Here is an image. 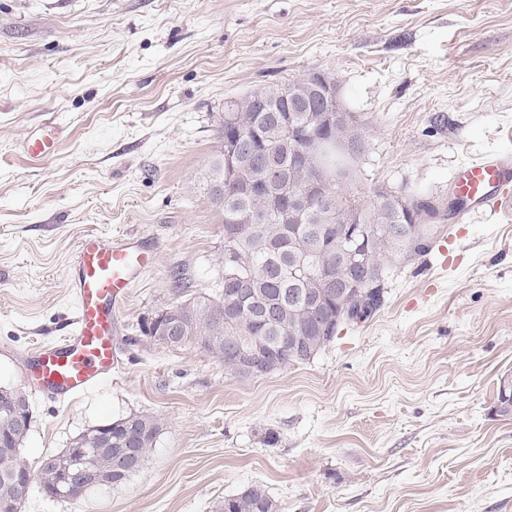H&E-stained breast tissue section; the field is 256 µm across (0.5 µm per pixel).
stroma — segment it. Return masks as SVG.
<instances>
[{"label": "stroma", "instance_id": "stroma-1", "mask_svg": "<svg viewBox=\"0 0 512 512\" xmlns=\"http://www.w3.org/2000/svg\"><path fill=\"white\" fill-rule=\"evenodd\" d=\"M314 71L360 124L363 200L444 197L464 159L512 151V0H0V387L30 403L21 457L131 414L163 425L124 483L73 501L36 484L24 512H216L254 483L276 512H512V218L450 217L388 269L373 318L265 376L141 334L175 277L218 287L204 174L225 99ZM50 118L68 135L35 169L20 144ZM89 232L158 260L118 313L119 371L57 403L27 359L74 315L67 263Z\"/></svg>", "mask_w": 512, "mask_h": 512}]
</instances>
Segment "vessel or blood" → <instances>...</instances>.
<instances>
[{"label":"vessel or blood","instance_id":"1","mask_svg":"<svg viewBox=\"0 0 512 512\" xmlns=\"http://www.w3.org/2000/svg\"><path fill=\"white\" fill-rule=\"evenodd\" d=\"M63 133L62 124L50 120L26 136L22 150L29 165L55 155ZM456 191L490 213L511 215L512 155L467 161ZM156 259L153 247L130 238L96 232L80 238L69 268L72 326L55 344L29 355L31 375L47 395L78 398L111 376L118 363L114 314Z\"/></svg>","mask_w":512,"mask_h":512}]
</instances>
